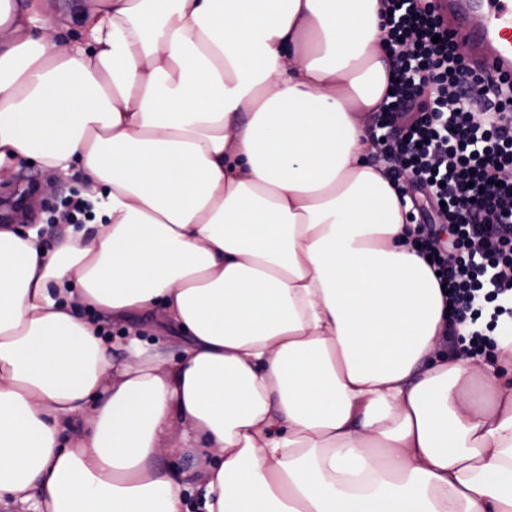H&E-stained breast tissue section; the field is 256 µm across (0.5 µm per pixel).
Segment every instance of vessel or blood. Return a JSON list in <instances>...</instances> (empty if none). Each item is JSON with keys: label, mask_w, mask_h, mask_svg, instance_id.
<instances>
[{"label": "vessel or blood", "mask_w": 512, "mask_h": 512, "mask_svg": "<svg viewBox=\"0 0 512 512\" xmlns=\"http://www.w3.org/2000/svg\"><path fill=\"white\" fill-rule=\"evenodd\" d=\"M437 12L457 33L466 34L473 63L495 76L512 77V0H435ZM482 11L485 25L468 29L470 15Z\"/></svg>", "instance_id": "b4317fda"}]
</instances>
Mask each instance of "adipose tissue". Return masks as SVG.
<instances>
[{
    "instance_id": "obj_1",
    "label": "adipose tissue",
    "mask_w": 512,
    "mask_h": 512,
    "mask_svg": "<svg viewBox=\"0 0 512 512\" xmlns=\"http://www.w3.org/2000/svg\"><path fill=\"white\" fill-rule=\"evenodd\" d=\"M97 3L72 39L0 0V184L33 161L95 214L50 250L0 224V506L512 512V338L443 353L369 161L381 0ZM156 315L174 361L129 326Z\"/></svg>"
}]
</instances>
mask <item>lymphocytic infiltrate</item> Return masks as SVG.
Wrapping results in <instances>:
<instances>
[{"label":"lymphocytic infiltrate","instance_id":"1","mask_svg":"<svg viewBox=\"0 0 512 512\" xmlns=\"http://www.w3.org/2000/svg\"><path fill=\"white\" fill-rule=\"evenodd\" d=\"M383 6L393 80L381 117L406 158L401 166L382 158L381 170L395 187L415 185L441 205V227L420 226L415 241L445 286L449 348L492 349L500 323L512 319V277L503 273L512 267V236L499 232L512 224V184L492 196L480 189L494 169L512 168V79L467 63L433 0ZM474 79L488 83L486 97H468Z\"/></svg>","mask_w":512,"mask_h":512}]
</instances>
